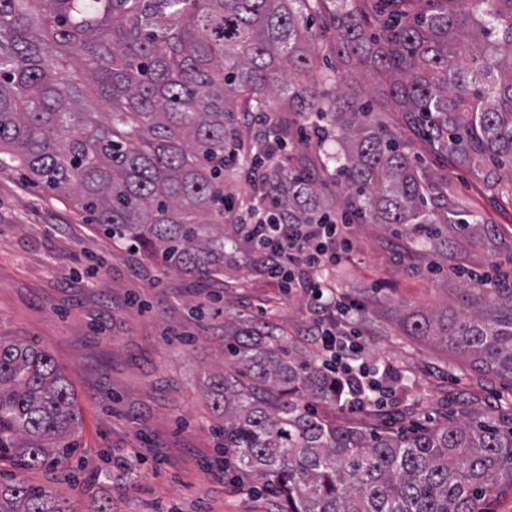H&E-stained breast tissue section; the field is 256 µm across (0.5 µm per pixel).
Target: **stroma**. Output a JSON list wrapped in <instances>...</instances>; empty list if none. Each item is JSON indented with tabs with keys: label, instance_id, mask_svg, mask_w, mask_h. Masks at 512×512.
Here are the masks:
<instances>
[{
	"label": "stroma",
	"instance_id": "stroma-1",
	"mask_svg": "<svg viewBox=\"0 0 512 512\" xmlns=\"http://www.w3.org/2000/svg\"><path fill=\"white\" fill-rule=\"evenodd\" d=\"M379 119L400 131L416 161L448 186L478 224H353V249L333 271L339 291L362 302L366 363H392L394 393L376 412L323 407L338 422L410 433L445 422L458 401L494 415L512 384L479 377L431 341L407 336L403 313L461 311V295L512 283V181L488 188L471 170L434 154L381 98ZM265 310L298 347L314 323L303 291L278 294L242 262L207 280L165 270L142 250L115 244L65 198L0 166V336L36 342L61 367L81 411L69 481L29 471L71 512H271L273 498L236 480L206 396L224 365V323Z\"/></svg>",
	"mask_w": 512,
	"mask_h": 512
}]
</instances>
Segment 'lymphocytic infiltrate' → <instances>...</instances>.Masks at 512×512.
Here are the masks:
<instances>
[{
  "label": "lymphocytic infiltrate",
  "mask_w": 512,
  "mask_h": 512,
  "mask_svg": "<svg viewBox=\"0 0 512 512\" xmlns=\"http://www.w3.org/2000/svg\"><path fill=\"white\" fill-rule=\"evenodd\" d=\"M246 233L252 261L274 288L289 295L297 286L305 287L309 309L322 316L323 325L313 339L327 359L340 363L362 353L360 335L350 327L357 303L317 277L351 250L342 225L273 224L260 216L248 224Z\"/></svg>",
  "instance_id": "f902f5d3"
}]
</instances>
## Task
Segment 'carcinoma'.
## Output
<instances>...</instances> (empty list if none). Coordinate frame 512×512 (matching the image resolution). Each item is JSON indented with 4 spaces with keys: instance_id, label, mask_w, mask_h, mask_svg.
Instances as JSON below:
<instances>
[{
    "instance_id": "1",
    "label": "carcinoma",
    "mask_w": 512,
    "mask_h": 512,
    "mask_svg": "<svg viewBox=\"0 0 512 512\" xmlns=\"http://www.w3.org/2000/svg\"><path fill=\"white\" fill-rule=\"evenodd\" d=\"M334 32L336 61L385 79L387 105L434 150L494 186L512 177V0H0V156L167 270L224 274L230 183L270 222L477 224L372 118L311 49L308 19ZM310 123L339 203L285 153ZM262 126L246 141L240 128ZM470 311L408 312L407 335L512 383V287L469 288ZM340 378L268 321L224 324L209 397L224 452L278 498L276 512H481L509 479L512 426L470 417L411 436L319 416ZM80 412L54 358L0 336V512H69L26 471L77 448Z\"/></svg>"
}]
</instances>
